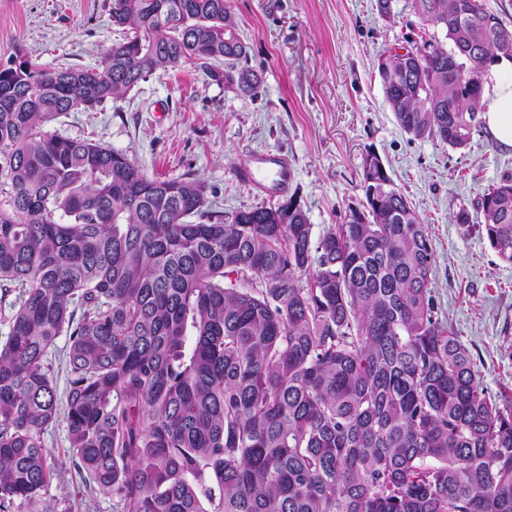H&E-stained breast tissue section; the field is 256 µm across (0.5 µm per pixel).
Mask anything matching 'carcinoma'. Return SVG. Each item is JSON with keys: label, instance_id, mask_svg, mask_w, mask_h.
Masks as SVG:
<instances>
[{"label": "carcinoma", "instance_id": "carcinoma-1", "mask_svg": "<svg viewBox=\"0 0 512 512\" xmlns=\"http://www.w3.org/2000/svg\"><path fill=\"white\" fill-rule=\"evenodd\" d=\"M444 33L378 60L401 130L452 148L512 29L479 0H412ZM102 69L0 63V512H55L43 430L113 512H512V409L439 319L425 225L380 158L319 238L292 199L224 215L203 186L45 127L184 62L255 91L229 0H113ZM478 223L512 263V178ZM68 335L57 394L48 354Z\"/></svg>", "mask_w": 512, "mask_h": 512}]
</instances>
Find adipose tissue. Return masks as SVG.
Returning <instances> with one entry per match:
<instances>
[{
  "instance_id": "adipose-tissue-1",
  "label": "adipose tissue",
  "mask_w": 512,
  "mask_h": 512,
  "mask_svg": "<svg viewBox=\"0 0 512 512\" xmlns=\"http://www.w3.org/2000/svg\"><path fill=\"white\" fill-rule=\"evenodd\" d=\"M483 111L486 131L502 148L512 149V58L504 56L492 67Z\"/></svg>"
}]
</instances>
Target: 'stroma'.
<instances>
[{
  "mask_svg": "<svg viewBox=\"0 0 512 512\" xmlns=\"http://www.w3.org/2000/svg\"><path fill=\"white\" fill-rule=\"evenodd\" d=\"M230 0L247 47L241 67L256 93L230 89L191 63L159 71L93 110L61 116L52 129L125 153L149 177L201 182L206 207L225 218L300 203L321 236L361 207L362 164L376 154L427 228L440 318L470 350L489 396L512 404V264L478 227L455 224L486 189L512 176V151L483 129L467 147L410 139L386 101L382 54L431 40L411 0ZM112 0H0V61L26 55L51 67H100L122 39ZM287 154L296 179L268 196L236 176L252 153ZM56 471L43 496L56 512H113L111 496L75 473L63 423L41 436Z\"/></svg>",
  "mask_w": 512,
  "mask_h": 512,
  "instance_id": "stroma-1",
  "label": "stroma"
}]
</instances>
